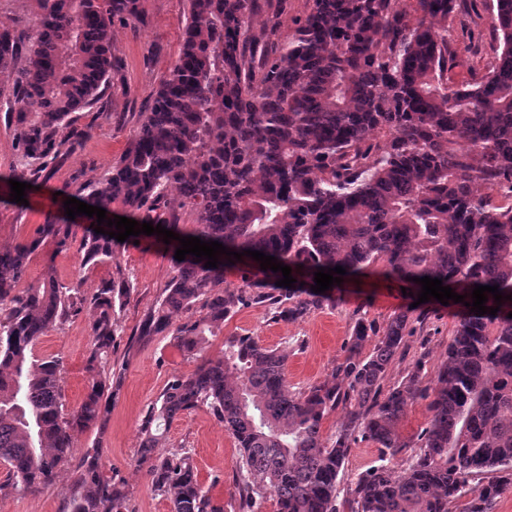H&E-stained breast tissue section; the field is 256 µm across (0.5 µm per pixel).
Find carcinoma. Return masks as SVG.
Here are the masks:
<instances>
[{
    "instance_id": "carcinoma-1",
    "label": "carcinoma",
    "mask_w": 512,
    "mask_h": 512,
    "mask_svg": "<svg viewBox=\"0 0 512 512\" xmlns=\"http://www.w3.org/2000/svg\"><path fill=\"white\" fill-rule=\"evenodd\" d=\"M25 29L0 27V109L15 158L0 174L37 186L80 147L91 110L110 119L106 92L122 67L112 54V25L139 17V0H37ZM183 40L168 76L133 131L131 147L99 179H72L60 191L139 223L218 241L228 250L262 251L291 267H249L242 284H224L228 256L215 268L188 255L147 309L131 343L171 337L184 356L245 306L275 321L296 322L336 304L315 293L317 268L346 269L343 280L378 275L421 292L413 277L442 280L464 302L434 386L422 363L400 382H383L403 342L412 310L393 315L368 354L356 323L329 379L294 393L287 353L254 337H224L220 358L174 374L140 425L136 466L170 503V512H226L198 477L191 450L158 452L173 421L204 408L237 442L233 512H494L512 483V299L495 315H476L475 285L512 296V0H492L494 61L460 86L448 72L461 52L448 16L464 0H309L294 32L278 35L288 0H188ZM271 18L258 25L262 8ZM195 214L179 224L173 201ZM88 222L53 216L13 247L0 249V494L53 485L66 470L72 437L104 432L124 367L112 364L116 316L133 284L120 266L92 294L82 281L61 284L52 271L23 284L29 262L50 243L58 252L80 241L81 264H110L124 243ZM89 309L86 394L68 410L65 366L34 348ZM187 320L173 324V316ZM430 396L428 426L411 444L398 426L408 406ZM341 411L333 432L323 422ZM371 441L377 464L338 484L352 445ZM414 448L405 466L392 457ZM66 512H128L129 489L104 472L98 448L83 456L67 487Z\"/></svg>"
}]
</instances>
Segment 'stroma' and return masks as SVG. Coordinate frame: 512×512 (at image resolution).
<instances>
[{"label":"stroma","mask_w":512,"mask_h":512,"mask_svg":"<svg viewBox=\"0 0 512 512\" xmlns=\"http://www.w3.org/2000/svg\"><path fill=\"white\" fill-rule=\"evenodd\" d=\"M141 4L140 22L118 23L112 29V52L123 63V78L108 97L111 121L87 114L85 120L92 126L91 133L55 169L52 178L29 191L25 203L0 204V247L15 244L44 223L47 216L62 215L63 209L54 196L63 184L74 177L82 181L100 177L129 149L142 112L147 110L160 82L168 76L179 51L188 11L187 0H141ZM489 6V0H478L472 10L461 12L449 22L448 28L454 36L473 34L484 50L477 57L463 54L460 65L449 75L450 83L469 80L472 70H484L489 63L492 45ZM120 263L134 285L117 320L120 335L112 351L113 361L125 367L123 385L112 404L105 431L91 428L75 433L71 460L74 465L94 442H101L105 469L117 472L128 485L129 512H169L168 501L155 494L145 470L136 467L135 459L146 408L172 374L191 373L199 359L220 357L224 336L248 334L264 346L287 351L288 385L291 390H303L329 378L333 367L344 358V345L357 321L381 330L394 313L411 303L399 283L370 278L344 282L336 292L335 306L294 323L271 320L267 309L261 306L244 307L225 320L220 335L207 338L199 359L194 360L183 356L169 337L163 335L154 337L145 346L130 343L148 307L173 275L165 249L151 240L130 243L123 249ZM48 270L63 284L82 281L89 292L113 274L108 265H82L77 249L58 253L49 244L33 256L26 279L38 280ZM89 321V314H82L64 330L43 336L36 347L39 355L63 357L67 368L64 400L71 409L82 402L86 393L84 362L90 343ZM456 323V308L438 303L425 305L422 312L412 314L403 355L392 364L387 383L400 380L406 368L419 360L424 363L426 378H433L446 356ZM166 445L190 448L203 485L209 487L217 500L233 504V475L239 460L237 442L206 410L179 415L166 435ZM74 476L72 466L55 484L39 492L0 495V512H63L62 491Z\"/></svg>","instance_id":"1"}]
</instances>
